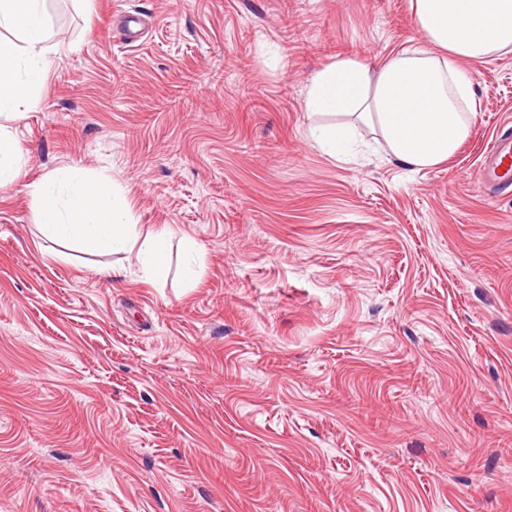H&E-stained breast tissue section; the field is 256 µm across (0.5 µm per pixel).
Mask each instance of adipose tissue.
Segmentation results:
<instances>
[{
	"label": "adipose tissue",
	"instance_id": "obj_1",
	"mask_svg": "<svg viewBox=\"0 0 512 512\" xmlns=\"http://www.w3.org/2000/svg\"><path fill=\"white\" fill-rule=\"evenodd\" d=\"M424 47L397 51L378 70L346 58L317 72L306 105L346 116L343 124L316 126L312 137L330 155L347 154L358 124L378 127L383 150L420 169L451 158L470 134L467 115L478 102L462 66L512 52V0H410ZM0 117L33 107L45 72L44 0H0ZM43 233L67 247L131 255L144 278L168 272L167 238L138 240L126 201L110 182L65 168L30 184Z\"/></svg>",
	"mask_w": 512,
	"mask_h": 512
}]
</instances>
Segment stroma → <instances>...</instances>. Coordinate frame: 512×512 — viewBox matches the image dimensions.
<instances>
[{"mask_svg":"<svg viewBox=\"0 0 512 512\" xmlns=\"http://www.w3.org/2000/svg\"><path fill=\"white\" fill-rule=\"evenodd\" d=\"M45 13L38 101L5 121L0 512H512V194L482 168L512 53L466 62L470 135L415 170L328 155L309 131L340 118L305 105L324 67L422 44L408 0ZM64 167L168 230L166 279L42 235L27 186ZM5 132H2L0 126V187L14 185L20 181L21 166L17 158L12 153L9 141Z\"/></svg>","mask_w":512,"mask_h":512,"instance_id":"35a3bbf8","label":"stroma"}]
</instances>
